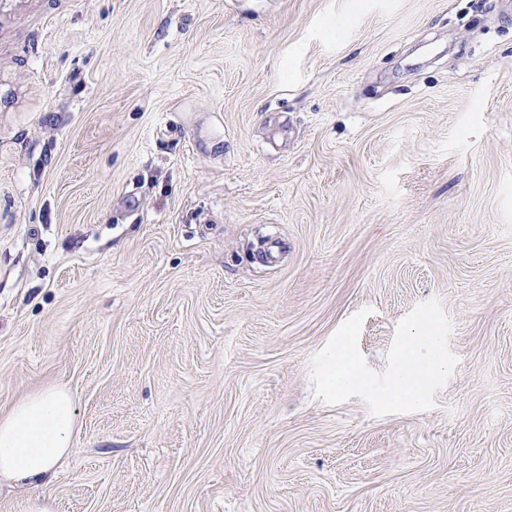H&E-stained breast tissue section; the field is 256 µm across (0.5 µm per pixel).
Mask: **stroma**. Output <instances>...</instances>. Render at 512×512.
Returning a JSON list of instances; mask_svg holds the SVG:
<instances>
[{
    "label": "stroma",
    "mask_w": 512,
    "mask_h": 512,
    "mask_svg": "<svg viewBox=\"0 0 512 512\" xmlns=\"http://www.w3.org/2000/svg\"><path fill=\"white\" fill-rule=\"evenodd\" d=\"M439 298L426 412L330 406ZM0 512H512V0H0ZM76 408L62 387H46L0 410V480L49 485L73 451Z\"/></svg>",
    "instance_id": "obj_1"
}]
</instances>
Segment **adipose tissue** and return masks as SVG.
Masks as SVG:
<instances>
[{
    "instance_id": "obj_1",
    "label": "adipose tissue",
    "mask_w": 512,
    "mask_h": 512,
    "mask_svg": "<svg viewBox=\"0 0 512 512\" xmlns=\"http://www.w3.org/2000/svg\"><path fill=\"white\" fill-rule=\"evenodd\" d=\"M76 408L62 387H46L0 410V480L50 484L73 451Z\"/></svg>"
}]
</instances>
